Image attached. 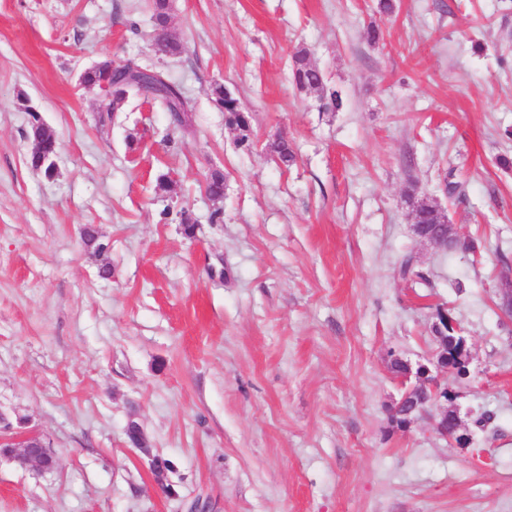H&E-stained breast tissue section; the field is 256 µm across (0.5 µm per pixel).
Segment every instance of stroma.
<instances>
[{
  "label": "stroma",
  "instance_id": "obj_1",
  "mask_svg": "<svg viewBox=\"0 0 512 512\" xmlns=\"http://www.w3.org/2000/svg\"><path fill=\"white\" fill-rule=\"evenodd\" d=\"M393 4L173 0L183 51L162 58L150 0H0V417L59 460L0 463V512H512V169L496 163L512 158V0ZM301 47L340 109L293 84ZM104 59L177 83L191 130L140 96L106 112L78 83ZM217 85L250 113L251 148ZM36 118L58 140L50 178L28 163ZM280 134L287 169L267 150ZM411 183L478 254L414 237ZM408 256L428 285L395 275ZM440 305L471 352L451 440L389 420L392 360L426 362Z\"/></svg>",
  "mask_w": 512,
  "mask_h": 512
}]
</instances>
